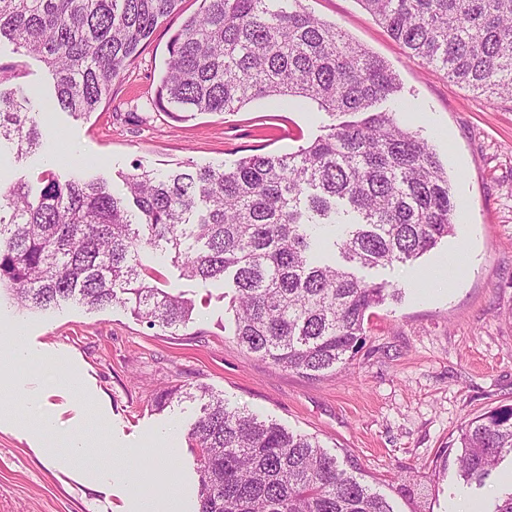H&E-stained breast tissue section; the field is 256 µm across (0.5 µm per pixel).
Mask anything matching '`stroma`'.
<instances>
[{
    "label": "stroma",
    "mask_w": 512,
    "mask_h": 512,
    "mask_svg": "<svg viewBox=\"0 0 512 512\" xmlns=\"http://www.w3.org/2000/svg\"><path fill=\"white\" fill-rule=\"evenodd\" d=\"M306 5L396 72L393 101L374 109L414 105L399 120L420 131L448 170L461 218L454 236L415 262L365 271L366 279L400 288L402 298L375 309L349 371L315 378L240 347L223 287L180 278L167 260L150 261L160 287L195 302L193 322L173 332L118 306L90 311L64 302L28 311L0 296V345L19 341L38 355L31 368L0 361V371L18 382L0 397V413L11 417L0 424V512H129L136 496L154 512H196L197 452L188 431L202 414L201 400L191 396L200 386L230 406L317 436L394 512H457L465 501L491 512L512 463L503 462L484 487H470L448 447L469 419L512 407V100L477 94L409 57L360 0ZM199 8L200 0H180L90 117L45 112L35 152L20 157L0 146V185L22 180L35 188L50 173L62 181L102 178L119 191L123 176L139 166L230 168L251 154H286L318 135L323 115L309 105L257 99L185 122L155 106L169 38ZM0 64L9 68L6 88L51 100L53 80L43 63L4 43ZM458 250L471 255L468 272L452 285L426 287L427 274ZM167 389L184 399L156 409L157 394ZM43 411L58 423L59 446L76 429L88 441L70 468H55L17 427ZM168 427L177 442L156 444L153 433ZM116 441L126 457L115 455Z\"/></svg>",
    "instance_id": "35a3bbf8"
}]
</instances>
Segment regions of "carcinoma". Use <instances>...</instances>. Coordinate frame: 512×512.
Listing matches in <instances>:
<instances>
[{
  "label": "carcinoma",
  "instance_id": "carcinoma-1",
  "mask_svg": "<svg viewBox=\"0 0 512 512\" xmlns=\"http://www.w3.org/2000/svg\"><path fill=\"white\" fill-rule=\"evenodd\" d=\"M179 0H0V42L44 64L55 107L86 118ZM408 56L451 80L512 98V0H360ZM168 42L156 103L176 121L255 99L311 101L328 122L284 155L234 167L104 179L40 177L0 195V289L21 307L120 305L151 327L185 328L195 303L156 285L160 252L187 280L230 285L234 338L316 376L352 364L371 310L400 289L362 269L412 262L454 234L459 208L428 141L370 108L397 89L390 65L305 0H201ZM362 115L346 120V115ZM22 90H0V144L40 142ZM189 431L198 512H394L315 437L294 434L208 390ZM457 474L483 484L512 457V407L469 420Z\"/></svg>",
  "mask_w": 512,
  "mask_h": 512
}]
</instances>
